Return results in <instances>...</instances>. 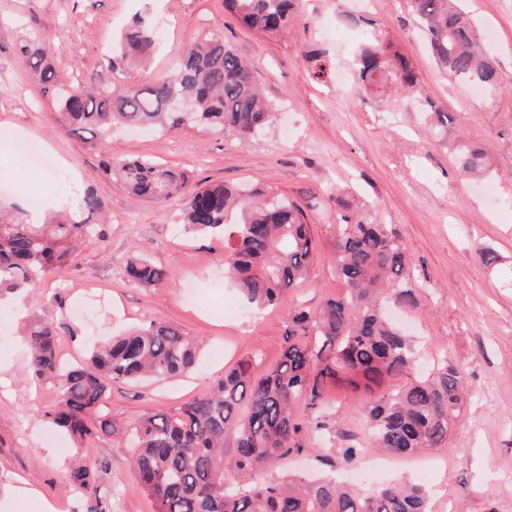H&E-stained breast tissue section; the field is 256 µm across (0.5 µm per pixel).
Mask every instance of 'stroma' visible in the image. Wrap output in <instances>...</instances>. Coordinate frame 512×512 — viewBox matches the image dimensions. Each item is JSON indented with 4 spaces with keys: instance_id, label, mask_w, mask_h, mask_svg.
Returning a JSON list of instances; mask_svg holds the SVG:
<instances>
[{
    "instance_id": "stroma-1",
    "label": "stroma",
    "mask_w": 512,
    "mask_h": 512,
    "mask_svg": "<svg viewBox=\"0 0 512 512\" xmlns=\"http://www.w3.org/2000/svg\"><path fill=\"white\" fill-rule=\"evenodd\" d=\"M302 23L279 38L243 27L224 0H0V190L19 209L29 198L76 200L93 190L104 203L102 232L86 240L75 267L46 275L33 292L0 297V512H82L69 490L68 468L79 456L105 459L98 493L111 512H154L130 467L132 451L111 437L76 444L50 429L44 409L58 400L52 383L28 370L26 335L37 323L60 327L64 361L84 359L83 337L105 339L154 320L203 340L199 367L172 380L116 384L101 410L129 422L147 411H170L260 354L274 364L290 311L318 308L343 294L331 257L336 186L348 200L369 204V215L406 248L411 272L422 283L418 309L399 322L412 336L416 363L409 380L425 378L435 361L462 366L469 390L444 448L408 457L374 452L377 481L357 479L359 490L404 479L425 488L431 512H512V0H459L477 29L496 34L488 52L499 77L495 91L475 98L450 79L429 52L407 0H301ZM163 22L151 60L121 59L115 44L135 13ZM207 32L222 33L253 65L277 111L259 136L238 140L221 131L180 128L143 132L116 128L106 147L59 128L52 98L43 94L19 52L37 35L60 45L53 59L61 79L90 88L116 81L150 84L178 65L184 44ZM382 55L400 53L413 64L421 94L364 95L337 84L361 42ZM327 59L326 81L307 75L305 55ZM445 112L435 126L432 111ZM39 146L55 163L51 172L30 167L20 143ZM484 151L482 181L460 176L458 144ZM146 156L182 169L188 187L210 182L247 184L305 206L317 244L308 274L278 306L256 311L224 278L220 241L176 233L180 200L153 205L123 190L104 171L108 155ZM175 275L173 287L143 288L124 273L135 246ZM497 259L484 264L479 247ZM328 385L325 414L340 434L367 438L366 406L391 391ZM338 436L311 437L303 456L267 471L277 480L292 473L310 479L327 473L325 457L338 453Z\"/></svg>"
}]
</instances>
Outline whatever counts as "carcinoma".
<instances>
[{"label": "carcinoma", "instance_id": "cac0c4a2", "mask_svg": "<svg viewBox=\"0 0 512 512\" xmlns=\"http://www.w3.org/2000/svg\"><path fill=\"white\" fill-rule=\"evenodd\" d=\"M425 27L431 50L454 80L494 88L497 71L470 18L453 0H408ZM296 0H224V9L264 35L281 34L295 17ZM157 26L137 16L120 42L121 57L147 60L157 42ZM56 47L31 37L20 47L22 62L52 91L61 125L104 144L117 122L153 130L173 127L219 129L245 137L263 131L273 114L249 63L218 33L191 40L177 69L146 86H114L94 91L78 82L57 85L50 60ZM357 89L380 86L416 93L418 75L401 54L384 60L370 48L354 59ZM486 155L462 146L461 174L485 170ZM105 170L129 192L152 203L182 198L179 225L198 235H214L228 254L224 270L245 302L275 304L306 275L316 243L302 207L275 197L254 202L237 187L204 184L183 196L185 172L154 159L111 157ZM336 203L332 264L347 291L317 309L298 307L288 316L280 359L266 366L247 359L201 395L170 413H149L128 423L97 414L114 383L145 376L167 379L190 371L201 341L166 322H153L109 341L89 339V359L61 361L57 328L43 323L27 336L32 373L53 382L58 405L44 411L54 426L82 442L89 436L131 440V465L156 512H429V496L418 486L394 483L362 492L334 478L308 481L297 476L266 481L258 472L305 447L306 439L331 429L321 412L329 384L381 385L409 374L415 353L389 320L386 308L414 311L418 283L408 274L404 247L384 224L367 218L330 193ZM103 210L92 191L82 192L85 218L54 214L32 224L0 200V293L36 285L45 274L71 267L91 218ZM129 280L143 288L165 285L173 276L142 255L126 265ZM463 370L441 363L432 378L407 382L364 411L366 447L339 449L336 461L354 465L368 451L392 456L423 448H445L463 406ZM233 447L224 448L226 439ZM106 460L78 464L69 474L71 490L84 512H110L97 493Z\"/></svg>", "mask_w": 512, "mask_h": 512}]
</instances>
